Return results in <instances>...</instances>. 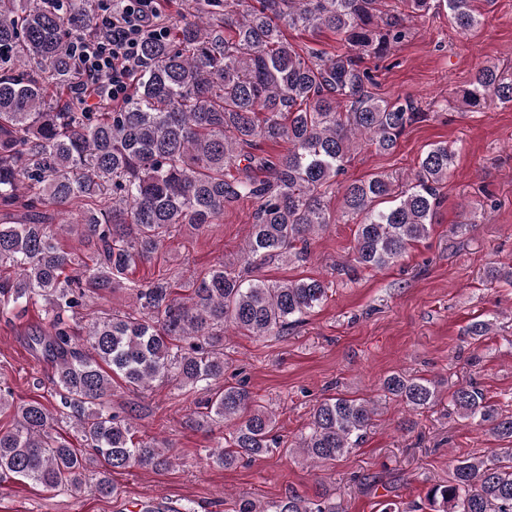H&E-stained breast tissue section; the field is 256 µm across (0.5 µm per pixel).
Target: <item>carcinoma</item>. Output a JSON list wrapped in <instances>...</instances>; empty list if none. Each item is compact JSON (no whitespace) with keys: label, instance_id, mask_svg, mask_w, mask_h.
I'll use <instances>...</instances> for the list:
<instances>
[{"label":"carcinoma","instance_id":"obj_1","mask_svg":"<svg viewBox=\"0 0 512 512\" xmlns=\"http://www.w3.org/2000/svg\"><path fill=\"white\" fill-rule=\"evenodd\" d=\"M208 19L182 18L174 34L142 48L129 98L96 112L68 98L48 101L47 89L71 84L73 41L88 26L82 0H0V313L24 315L40 305L50 327L33 338L56 366L54 393L90 452L81 454L53 434L55 418L39 401L14 406L0 387V412L13 409L16 427L0 431V483L30 480L115 493L112 472L132 466L163 471L172 464L164 444L134 441L130 417L112 412V375L135 389L159 381L211 386L224 377V330L251 336L285 333L328 297L319 279L269 283L255 276L275 260L304 261L310 240L345 217L359 219L353 263L337 269L348 279L358 268L398 262L426 237L441 204L440 186L455 153L439 143L421 158L405 189L376 174L341 187L343 209L329 210L326 194L344 173L356 140L383 153L397 146L420 115L410 99L388 101L365 60H382L402 42L404 22L443 6L457 30L479 24L474 0H404L405 12L384 13L379 0H192ZM286 28L332 31L344 49L324 59L288 42ZM472 107L512 104V73L479 68L462 90ZM288 141V153L257 157V142ZM240 168L227 178L225 170ZM254 169L265 172L260 179ZM242 198L254 203L240 268L221 264L189 293L167 282L131 283L134 314L87 320L85 354L73 342L88 293L120 282L149 260L165 237L185 224L203 229L224 220ZM95 248L88 265L61 249L52 210ZM384 395L416 411L442 394L429 379L403 372L381 382ZM450 402L464 421L512 439V412L487 400L471 380ZM374 407L338 395L313 408L296 451L312 462L334 461L358 447L373 424ZM203 428H226L212 449L224 469L276 452L272 414L242 384L213 390ZM425 512H512V448L457 461L448 481L432 484ZM233 512H345L336 492L317 499L290 490L261 503L239 498Z\"/></svg>","mask_w":512,"mask_h":512}]
</instances>
